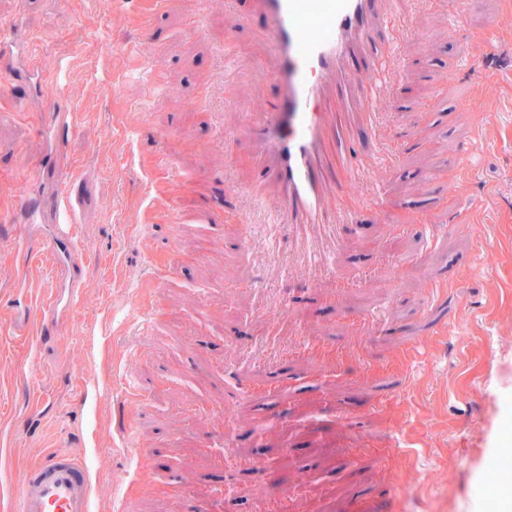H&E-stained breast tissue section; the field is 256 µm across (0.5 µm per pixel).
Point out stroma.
Instances as JSON below:
<instances>
[{
	"label": "stroma",
	"instance_id": "stroma-1",
	"mask_svg": "<svg viewBox=\"0 0 512 512\" xmlns=\"http://www.w3.org/2000/svg\"><path fill=\"white\" fill-rule=\"evenodd\" d=\"M467 23L512 50V0H464ZM148 0H0L20 45L12 94H0V329L17 311L9 300L20 261L5 216L17 203V176L37 167L42 133L56 103L74 112L64 139V175L31 180L27 195L43 224L58 220L53 198L73 194L81 243V295L51 339H0V436L9 476L43 455H93L98 512H269L279 495L290 512H512L483 479L512 444V79L476 82L458 67L467 52L447 15L423 8L404 49L413 78L384 105L394 135L390 167L375 173L391 214L405 217L403 172L427 166L417 204L440 221L479 187L497 191L495 231L478 242L457 224L436 245L429 230L391 231L375 214L348 224L330 273L304 271L268 281L258 254L225 210L224 172L249 185L259 176L249 129L231 98L273 102L276 88L257 65L263 21L233 25L224 0H208L202 35L187 36L182 11L143 35ZM454 78L442 83L443 66ZM178 95H170L169 86ZM499 111L493 140L474 162L479 180L448 182L455 153L475 130L474 108ZM232 144H225V133ZM184 259L173 264V252ZM371 270L373 286L335 298L336 283ZM449 278L460 336L431 333L423 271ZM383 324L364 352L336 370L305 355L299 339L354 344L372 311ZM418 354L401 355L411 344ZM137 395L119 394L127 371ZM285 371L278 410L264 396L237 399L243 384ZM97 384L93 400L81 382ZM392 387L395 396L380 394ZM234 400L236 415L214 410ZM132 429L151 452L154 482L140 486L124 445ZM231 435L239 455L264 469L225 473L211 435ZM304 471L308 479L296 484ZM412 481L414 492L394 495Z\"/></svg>",
	"mask_w": 512,
	"mask_h": 512
}]
</instances>
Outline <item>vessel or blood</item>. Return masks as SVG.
<instances>
[{"mask_svg":"<svg viewBox=\"0 0 512 512\" xmlns=\"http://www.w3.org/2000/svg\"><path fill=\"white\" fill-rule=\"evenodd\" d=\"M418 0H252L264 22L268 52L261 66L278 87L275 102L245 120L252 136V157L261 173L259 184L240 186L225 177L227 199L241 204L251 227L260 231L269 265L278 276L291 268L331 272L336 229L353 224L367 206L383 204L384 188L374 182L375 168L391 163L388 143L377 134L379 105L398 90L386 57L404 45L410 16ZM447 12L451 32L475 47L472 68L482 75L481 60L497 55L499 45L469 31L461 0H438ZM189 6L191 17L203 0H155L142 17L143 34H151L155 14ZM14 41L0 34V91L13 93L9 70ZM54 206L65 213L55 235L30 245L19 235L28 261L26 273L44 269L63 251H76L75 224L68 220L69 199ZM288 240L296 259L279 261V244ZM26 315L15 322L23 335L44 339L51 334L59 304L57 291L42 298L15 293ZM302 353L341 363L358 354L355 345L323 346L299 341ZM91 464L66 451L45 455L30 465L24 478L0 495V512H94Z\"/></svg>","mask_w":512,"mask_h":512,"instance_id":"vessel-or-blood-1","label":"vessel or blood"}]
</instances>
